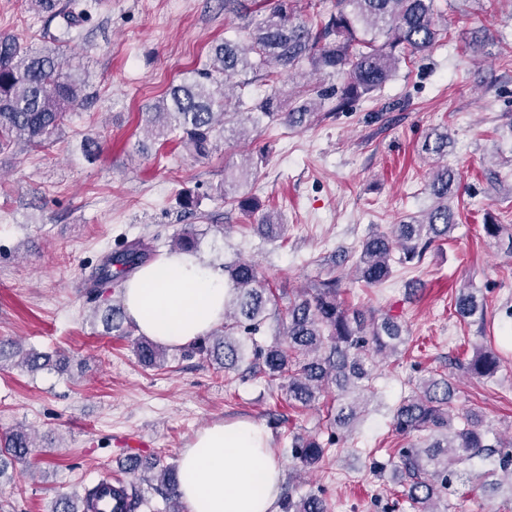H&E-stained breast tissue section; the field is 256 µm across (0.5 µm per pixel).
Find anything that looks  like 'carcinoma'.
<instances>
[{
    "label": "carcinoma",
    "instance_id": "carcinoma-1",
    "mask_svg": "<svg viewBox=\"0 0 512 512\" xmlns=\"http://www.w3.org/2000/svg\"><path fill=\"white\" fill-rule=\"evenodd\" d=\"M262 18L240 16V30L246 44L228 40L212 48L211 62L173 85L144 112L154 139L165 145L175 143L198 158H206L216 147L217 134L238 118L257 124L266 118L290 129L315 120L325 103L330 111L342 112L352 102L380 90L401 65L429 53L441 39L438 0H334L333 9L303 14L298 0H263ZM37 13L60 17L65 34H71L79 15L58 8L57 0H30ZM30 50L18 39L0 36V152L18 143L36 148L61 131L67 111L81 105L86 83L70 65L60 44ZM308 66L316 82L303 87L309 102L283 108L275 94L248 98L244 90L251 80L275 83ZM333 74L340 84L326 85L321 77ZM450 128L433 129L421 149L438 158L448 152ZM242 171L224 183V201L242 211L250 208L247 198L229 196V186L242 181ZM455 172L437 165L428 183L434 199L423 218L407 215L381 231L371 228L359 246L341 254V262H352L356 280L366 288L390 280L396 267L420 266L429 252L448 241L456 228V214L448 206ZM174 252L198 251L195 226L183 229L171 245ZM153 244L137 239L108 253L95 275L100 287L123 291L127 274L149 261ZM230 293L224 303L221 331L182 348L186 357L202 356L215 361L229 374L246 360L245 342H251L256 362L249 374H262L278 381L280 395L288 405L309 407L329 392L336 393V405L328 411L329 429L347 430L359 421L372 394L373 366L378 359L395 356L406 343L404 326L396 318L351 307L344 295L348 284L343 274L329 269L317 276L311 288H293L285 308L272 309L273 294L256 266L235 261L224 266ZM456 315L469 321L486 316V301L474 288H462L455 299ZM279 321L278 338L261 346L256 335L270 318ZM106 329L132 335L125 329L122 299L102 310ZM138 361L147 368L161 367L166 349L144 337L133 340ZM18 358L17 365L29 373L54 367L67 368L69 357L35 349L22 350L0 340V368ZM459 367L477 379L496 376L500 358L490 346L474 345L472 356L458 361ZM452 378L434 373L416 384L413 394L403 399L393 413V431L416 441L398 449L403 503L417 512H436L435 505L448 494V486L460 467L474 458L490 459L509 479L512 492V438L487 442L491 428L482 415L456 412L452 408ZM31 434L19 426L0 434V479H13L17 465L26 462L33 448ZM295 458L305 466L323 461L328 449L316 438L295 436L291 443ZM159 489L171 499L180 498L179 473L164 466L152 476ZM97 486L84 490V497L61 496L51 512H80L82 499L96 496ZM284 512H327L322 498L308 494L287 500Z\"/></svg>",
    "mask_w": 512,
    "mask_h": 512
}]
</instances>
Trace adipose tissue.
<instances>
[{"instance_id": "ef3b65f1", "label": "adipose tissue", "mask_w": 512, "mask_h": 512, "mask_svg": "<svg viewBox=\"0 0 512 512\" xmlns=\"http://www.w3.org/2000/svg\"><path fill=\"white\" fill-rule=\"evenodd\" d=\"M221 269L192 254H164L127 281L125 312L140 334L183 346L224 319ZM189 512H277L282 466L258 422H216L198 431L179 460Z\"/></svg>"}]
</instances>
